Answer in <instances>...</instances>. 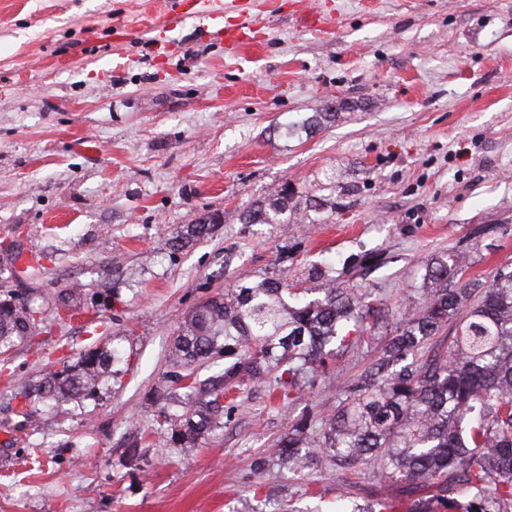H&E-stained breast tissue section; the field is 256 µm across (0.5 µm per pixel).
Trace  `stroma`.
I'll list each match as a JSON object with an SVG mask.
<instances>
[{
  "mask_svg": "<svg viewBox=\"0 0 512 512\" xmlns=\"http://www.w3.org/2000/svg\"><path fill=\"white\" fill-rule=\"evenodd\" d=\"M0 0V301L71 296L0 351V512H339L410 500L369 465L296 474L273 460L298 420L321 431L342 390L423 305L431 258L467 277L512 269V0ZM248 24L234 47L214 25ZM288 188L328 199L323 221L246 224ZM222 220L204 240L185 225ZM329 277L389 311L348 325L299 399L263 385L224 394V423L194 447L155 424L183 376L189 310L238 280ZM121 344L99 400L23 408L22 385ZM267 458L262 473L256 459ZM221 221L219 215H214L210 218L209 222H206L204 219L197 221L195 224H188L185 226L183 233L181 234L180 243L176 246L178 248H182L192 241H197L205 236H208L211 233L215 222Z\"/></svg>",
  "mask_w": 512,
  "mask_h": 512,
  "instance_id": "obj_1",
  "label": "stroma"
}]
</instances>
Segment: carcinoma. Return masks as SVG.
Here are the masks:
<instances>
[{
	"label": "carcinoma",
	"instance_id": "carcinoma-1",
	"mask_svg": "<svg viewBox=\"0 0 512 512\" xmlns=\"http://www.w3.org/2000/svg\"><path fill=\"white\" fill-rule=\"evenodd\" d=\"M245 224H283L288 200H260L242 214ZM220 216L185 226L177 247L211 233ZM466 259L448 254L427 266L425 302L403 320L383 356L345 387L336 411L323 419V433L307 421L292 426L279 443L281 460L300 473L336 460L372 462L380 475L412 495L429 491L448 512H512V270L502 268L491 283L454 278ZM310 288H294L265 277L242 282L207 299L183 318L174 340L179 361L191 364L222 356L230 363L201 393L184 384L183 396L157 397L155 421L172 437L191 444L218 426L224 391L250 381L292 392L316 373L342 331L381 310L367 295L308 270ZM45 304L0 303V347L30 335ZM454 333L444 354L402 364L445 331ZM126 363L119 345L90 351L60 371L22 388L24 406L41 403L57 410L71 401L97 399L109 376ZM466 492L460 503L459 489ZM395 502L351 501L345 512H393Z\"/></svg>",
	"mask_w": 512,
	"mask_h": 512
}]
</instances>
